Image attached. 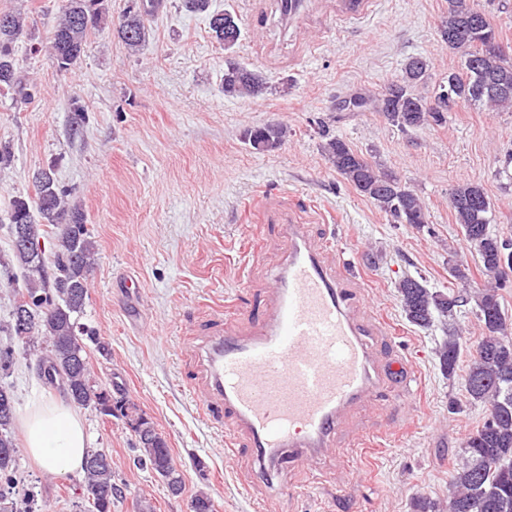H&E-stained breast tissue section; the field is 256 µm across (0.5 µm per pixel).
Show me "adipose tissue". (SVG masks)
<instances>
[{
	"label": "adipose tissue",
	"instance_id": "ef3b65f1",
	"mask_svg": "<svg viewBox=\"0 0 512 512\" xmlns=\"http://www.w3.org/2000/svg\"><path fill=\"white\" fill-rule=\"evenodd\" d=\"M25 447L42 469L58 476L80 470L87 451L81 422L67 406L50 404L23 422Z\"/></svg>",
	"mask_w": 512,
	"mask_h": 512
}]
</instances>
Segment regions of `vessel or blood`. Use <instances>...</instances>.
Listing matches in <instances>:
<instances>
[{
	"label": "vessel or blood",
	"mask_w": 512,
	"mask_h": 512,
	"mask_svg": "<svg viewBox=\"0 0 512 512\" xmlns=\"http://www.w3.org/2000/svg\"><path fill=\"white\" fill-rule=\"evenodd\" d=\"M281 232L288 251L261 315L249 331L229 322L214 336L198 401L209 420L233 421L258 466L276 456L299 468L329 455L350 409L411 378L367 341L345 285L349 259L328 264L292 216Z\"/></svg>",
	"instance_id": "vessel-or-blood-1"
}]
</instances>
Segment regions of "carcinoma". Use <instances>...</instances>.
Segmentation results:
<instances>
[{"label":"carcinoma","instance_id":"obj_1","mask_svg":"<svg viewBox=\"0 0 512 512\" xmlns=\"http://www.w3.org/2000/svg\"><path fill=\"white\" fill-rule=\"evenodd\" d=\"M104 0H61L59 15L53 28L49 50L60 72L68 71L81 57L89 33L103 19ZM211 0H181L188 13H206L211 38L228 50L237 44L241 33L224 38V21L238 20L229 11H210ZM160 3L141 6V0H129L115 37L130 52H137L149 35V17ZM0 91L10 92L26 101L35 98V87L17 70L15 43L23 34L25 17L16 12L1 11L0 17ZM439 40L448 49L461 53V69L441 78L435 96H454L456 109L486 105L511 107L512 90L497 93L505 80L512 86V57L495 53L490 43L500 41L499 33L478 0H448V12L437 28ZM405 63L397 78L403 82L401 98L396 102L384 99L383 93L370 100L357 95L343 101V108L360 112L373 104L392 124L405 130L441 126L447 117L439 118L431 111L432 99L417 91L428 78V65L421 64L415 73ZM267 90L266 78L232 59L225 61L224 93L231 96L257 98ZM285 130L277 123L252 126L243 131V139L259 152L279 148ZM324 153L329 164L345 178L355 191L372 202L382 213L398 224L417 228L428 223V210L415 190L380 170L364 154L347 141L324 134ZM43 179L34 183L33 202L17 197L9 203L4 218L8 232L13 225L24 224L36 240L43 237L42 227L54 225L58 243L51 254L31 253L11 245L12 261L0 262V281L9 283L23 278V287L14 290V303L6 333L16 341L33 348L37 377L58 390L70 404L110 414L112 394L94 380L90 350L83 339L95 344L101 353L107 350L97 336L84 333L80 320L85 315L89 272L95 261L96 245L85 216L69 206L70 192L59 185L51 170H41ZM36 210H31L30 204ZM464 241L474 252L477 267L483 274L501 282L498 258L504 235L490 230L495 223V206L482 184L468 182L452 190L448 200ZM39 218H34V214ZM19 272H14V269ZM449 271L460 288L444 294L411 276L402 279L397 292L407 320L428 329L439 321L447 334L437 350L440 366L448 375L457 373L462 358V343L456 319L461 309L476 300L475 315L482 324L484 336L462 376L465 401L488 406L491 422H483L464 441L462 458L453 474L454 512H512V325L501 305L498 287L482 289L472 296L470 268L453 262ZM22 311L28 325L16 324V313ZM12 345H0V375H8L17 361ZM16 418V398L12 388L0 383V512H38L35 496L16 494L21 482L20 449L11 428ZM133 462L147 467L165 483L169 492L182 491L183 477L174 464L167 440L159 436L154 443H145L134 436ZM83 500L81 512H112L113 499L122 496L115 482L112 457L104 449H91L82 466Z\"/></svg>","mask_w":512,"mask_h":512}]
</instances>
